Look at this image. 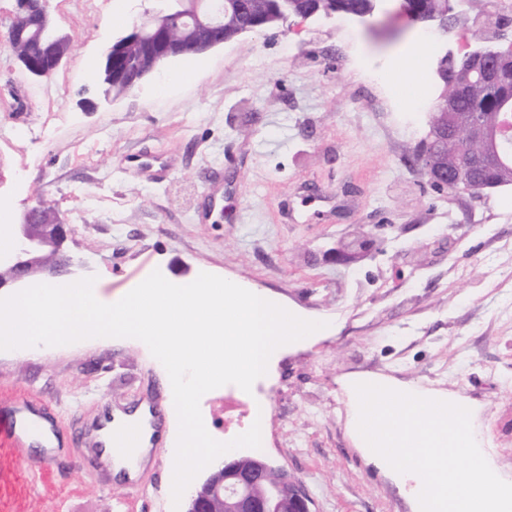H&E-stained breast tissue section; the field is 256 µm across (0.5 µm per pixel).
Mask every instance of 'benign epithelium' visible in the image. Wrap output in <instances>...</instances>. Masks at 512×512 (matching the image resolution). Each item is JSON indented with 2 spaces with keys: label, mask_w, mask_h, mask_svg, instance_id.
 Wrapping results in <instances>:
<instances>
[{
  "label": "benign epithelium",
  "mask_w": 512,
  "mask_h": 512,
  "mask_svg": "<svg viewBox=\"0 0 512 512\" xmlns=\"http://www.w3.org/2000/svg\"><path fill=\"white\" fill-rule=\"evenodd\" d=\"M182 17L188 19L185 26L208 38L209 48L224 44V17L221 14L204 13L199 10V0H191ZM168 25L170 18L163 11H147L116 44L142 40L153 43V67L156 68L173 59L165 41L155 40L158 32ZM501 42L512 47L505 25L498 27L492 35L482 37L478 46L465 52L460 57L461 65L480 82L492 87L501 85L508 76L501 63L512 57V53L499 46ZM53 44L52 40L45 41L39 61L23 62L28 73L37 78H48L55 73L62 56L53 52ZM450 135L465 144L478 143L482 149L460 155L451 168L443 166L432 152L421 154L418 165L436 189L463 186L473 194H482L488 187L475 181L474 175L477 169L490 165L492 161L487 148L491 128L484 123L479 112L456 114L450 129L436 119H430L428 142L434 145ZM9 235L12 247L0 251V289L25 285L38 274H46L54 281L63 280L71 274L72 259L62 252L68 230L54 208L43 202L31 206L18 223L11 225ZM273 473L275 469L263 459L232 456L213 471L190 497L186 512H213L215 503L222 504L224 512H312V499L306 488L283 473L279 474L277 481L270 482L268 477Z\"/></svg>",
  "instance_id": "7a95c632"
}]
</instances>
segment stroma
I'll return each instance as SVG.
<instances>
[{
    "label": "stroma",
    "mask_w": 512,
    "mask_h": 512,
    "mask_svg": "<svg viewBox=\"0 0 512 512\" xmlns=\"http://www.w3.org/2000/svg\"><path fill=\"white\" fill-rule=\"evenodd\" d=\"M47 0L72 51L47 80L0 44V223L37 201L69 230L71 278L119 298L138 281L209 270L328 323L290 344L249 390L221 383L194 401L212 439L267 409L266 443L245 449L305 486L313 512H417L410 481L357 447L345 378L386 376L476 404L473 429L512 482V188L439 191L408 160L426 140L438 56L474 45L440 37L402 72L426 89L397 100L375 71L425 28L346 16L292 18L200 57L193 79L157 75L104 95L88 61L155 0ZM352 260L336 250L359 237ZM165 370L135 339L93 336L44 355L0 350V408L25 394L61 421L56 460L0 439V512H185L177 460L157 447L136 482L103 478L87 434L111 409L149 401L164 416Z\"/></svg>",
    "instance_id": "stroma-1"
}]
</instances>
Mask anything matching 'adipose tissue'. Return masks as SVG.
Returning <instances> with one entry per match:
<instances>
[{"label":"adipose tissue","instance_id":"1","mask_svg":"<svg viewBox=\"0 0 512 512\" xmlns=\"http://www.w3.org/2000/svg\"><path fill=\"white\" fill-rule=\"evenodd\" d=\"M323 331V324L280 311L262 291L212 277L145 282L107 305L89 285L51 282L0 304V349L38 352L82 336L143 340L166 366V424L156 430L145 405L114 413L98 433L102 457L115 475L131 480L148 459L154 438L163 437L180 461L175 477L188 491L198 464L220 463L233 447L208 439L193 412L196 390L221 383L228 366L241 382H249L267 369L273 349Z\"/></svg>","mask_w":512,"mask_h":512}]
</instances>
